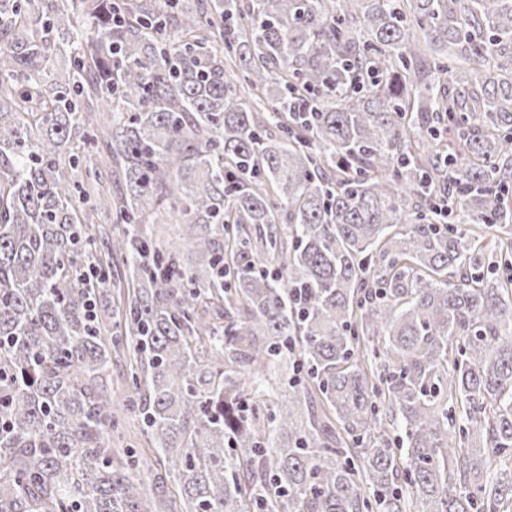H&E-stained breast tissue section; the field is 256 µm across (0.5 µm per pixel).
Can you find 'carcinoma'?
<instances>
[{"label": "carcinoma", "instance_id": "1", "mask_svg": "<svg viewBox=\"0 0 512 512\" xmlns=\"http://www.w3.org/2000/svg\"><path fill=\"white\" fill-rule=\"evenodd\" d=\"M511 181L512 0H0V512H512ZM140 422L138 419L133 418L126 421L125 428L122 432L123 438L119 439V434L112 435V447L124 448L128 438H136L137 441L132 443L130 448V454L132 458L130 461H134L130 464L131 472L134 474V478H141L145 482V488L147 491V497H151V479L153 478L156 471H161V466L156 458L155 452L150 448L146 439H140Z\"/></svg>", "mask_w": 512, "mask_h": 512}]
</instances>
